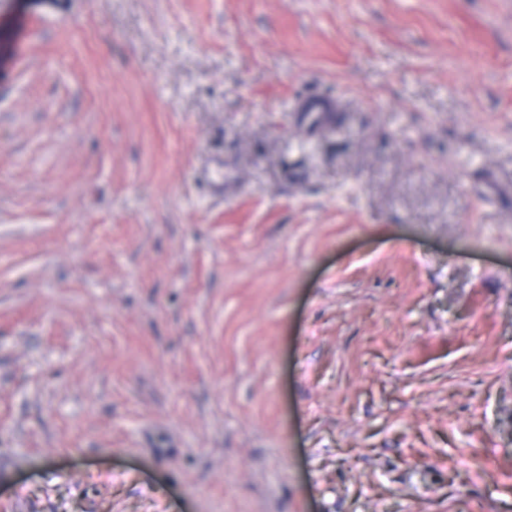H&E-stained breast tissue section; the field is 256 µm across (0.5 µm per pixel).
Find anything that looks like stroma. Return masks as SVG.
<instances>
[{
    "label": "stroma",
    "instance_id": "35a3bbf8",
    "mask_svg": "<svg viewBox=\"0 0 512 512\" xmlns=\"http://www.w3.org/2000/svg\"><path fill=\"white\" fill-rule=\"evenodd\" d=\"M0 512H512V0H0ZM301 118L309 125H324L329 123L336 112L332 101L317 95L305 97L298 105L297 111Z\"/></svg>",
    "mask_w": 512,
    "mask_h": 512
}]
</instances>
